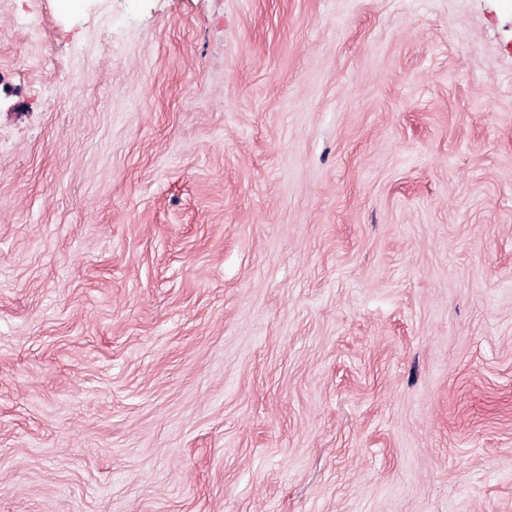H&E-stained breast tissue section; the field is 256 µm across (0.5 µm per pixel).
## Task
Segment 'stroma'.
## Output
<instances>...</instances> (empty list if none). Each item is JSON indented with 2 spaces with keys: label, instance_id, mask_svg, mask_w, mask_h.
<instances>
[{
  "label": "stroma",
  "instance_id": "1",
  "mask_svg": "<svg viewBox=\"0 0 512 512\" xmlns=\"http://www.w3.org/2000/svg\"><path fill=\"white\" fill-rule=\"evenodd\" d=\"M0 512H512V0H0Z\"/></svg>",
  "mask_w": 512,
  "mask_h": 512
}]
</instances>
